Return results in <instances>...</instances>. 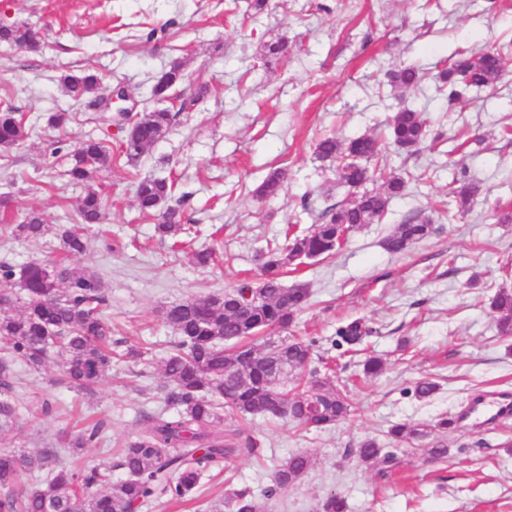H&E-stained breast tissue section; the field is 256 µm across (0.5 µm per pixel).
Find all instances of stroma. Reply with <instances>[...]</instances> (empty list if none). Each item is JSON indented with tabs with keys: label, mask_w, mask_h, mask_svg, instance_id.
<instances>
[{
	"label": "stroma",
	"mask_w": 512,
	"mask_h": 512,
	"mask_svg": "<svg viewBox=\"0 0 512 512\" xmlns=\"http://www.w3.org/2000/svg\"><path fill=\"white\" fill-rule=\"evenodd\" d=\"M1 23L40 34L35 51L0 43V109L22 113L29 128L22 143L0 149V197L10 201L11 224L33 210L52 226L75 223L83 189L65 177L70 151L101 136L116 151L123 138L103 129L96 97L121 85L137 113L153 111L155 73L174 61L183 65V110L137 167L96 173L106 218L87 226V249L72 260L101 277L103 311L116 334L154 344L159 354L174 338L163 307L259 280L256 256L268 241L283 239L290 224L308 229L326 207L347 200L333 165L314 153L319 137L382 135L404 108L429 126L417 153L387 148L384 164L412 180L382 220L352 231L331 258L304 261L282 276L285 285L301 282L310 291V306L290 335L316 339L327 357L339 324L365 318L376 330L369 349L383 358V372L364 376L359 355L344 356L331 379L352 400L346 419L308 431L288 420L248 417L259 456L234 452L202 481L194 505L159 504L151 512H207L243 487L263 496L274 490L278 466L296 453L308 454L313 466L298 483L274 491L271 512H316L330 491L346 498L348 512H512V419L483 430L434 427L472 397L512 392V337L499 335L488 304L498 287L512 289V222L500 221L512 215V0H269L257 16L249 0H0ZM164 27L170 38L147 40L148 31ZM281 37L287 52L264 63L263 44ZM491 47L505 50L501 81L449 103L438 90V71ZM400 66L417 68L421 83L393 88L387 73ZM83 68L99 85L95 96L75 101L59 79ZM56 112L69 113L66 127L48 125ZM276 168L286 173L284 190L258 197L257 186ZM463 176L480 190L470 212L452 219L448 185ZM145 177L171 178L187 194L191 246L171 249L155 220L139 211L135 184ZM414 217L430 218L436 233L404 253L387 252L385 237ZM205 248L217 258L201 268L192 254ZM59 255L58 242L0 233V263L18 268ZM62 377L53 360L38 371L16 363L10 396L29 409L15 432L0 438V449L33 454L55 446L86 415L105 420L108 433L78 464L111 466L113 479H122L118 450L144 416L165 407L159 365L113 363L91 393ZM425 377L438 390L420 400L414 386ZM43 401L52 412L33 413ZM396 423L432 432L381 477L352 450L366 437L390 445L387 432ZM436 442L448 456L431 462L426 449Z\"/></svg>",
	"instance_id": "1"
}]
</instances>
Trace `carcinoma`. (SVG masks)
Segmentation results:
<instances>
[{
    "instance_id": "obj_1",
    "label": "carcinoma",
    "mask_w": 512,
    "mask_h": 512,
    "mask_svg": "<svg viewBox=\"0 0 512 512\" xmlns=\"http://www.w3.org/2000/svg\"><path fill=\"white\" fill-rule=\"evenodd\" d=\"M0 42L19 49L38 47L35 36L26 26H0ZM504 69L501 52L487 49L475 56L448 63L440 73L441 91L448 101L460 100L471 90L490 88L500 80ZM421 76L413 67L389 72L390 84L411 89ZM185 81L183 65L174 61L155 78L151 95L167 96ZM62 90L81 100L96 92L98 78L88 69L69 70L61 75ZM172 115L166 109L147 112L138 117L126 137L134 143L121 147L117 156L104 140L89 138L71 154L68 176L76 184L86 186L78 199V223L52 227L33 212L20 224H5L9 234L22 241H39L53 233L70 254L86 250L84 225L96 224L105 213L102 192L94 186L95 173L123 163L134 167L145 151L168 133ZM390 139L397 148L418 151L428 137L426 122L420 113L404 108L392 117ZM27 137L24 118L7 109L0 111V147L10 148ZM318 159L336 167L338 179L352 189L353 197L324 210L321 223L307 233H294L282 243L269 242L260 252L263 279L256 285L245 283L224 294L185 300L163 311L164 323L175 333V340L161 358L166 384L163 387L171 413L147 417L139 435L126 443L117 466L126 477L112 480L109 470L100 467L71 466L60 460L57 448H44L35 456L0 452V487L11 492L0 497V512H126L148 508L162 500L184 503L195 499L204 476L224 467V460L245 445L253 454L257 441L243 430L231 431L237 443L225 440L223 414L241 417L262 414L288 417L304 429L325 430L349 413V399L336 388L329 377L321 375L318 364L323 359L314 351L315 341L293 338L274 339L265 335L271 330H286L310 300L306 285L298 283L286 288L278 275L297 261L306 258L325 259L336 253L350 232L364 224L380 221L391 199L403 193L405 177L370 162L382 153V144L374 136L361 135L347 142L334 136H323L315 145ZM380 179L384 190L374 191L366 185ZM284 187V173L271 171L256 189L258 196L277 194ZM478 194V187L461 181L448 189V210L465 211ZM135 201L146 214L156 216V230L181 245L185 196L176 195L175 182L151 177L137 182ZM432 225L424 221L397 225L384 239V248L392 254L405 252L411 245L427 238ZM19 286L15 294L0 292V338L8 344L7 355L0 358V388L12 390L10 379L14 362L20 360L38 369L50 356L59 359L64 380L74 387L92 391L106 372L112 359H141L148 347H136L113 336L112 323L102 314L105 301L96 273L72 265L50 261H31L17 269L0 264V284ZM22 304L17 314L10 313ZM498 332L512 336V290L498 289L489 299ZM376 330L364 319L356 318L336 331L339 340L334 347L360 346ZM241 340L248 346L243 357L225 348L228 340ZM308 377L307 385L298 392L287 388L288 376ZM18 409L9 398L0 399V436L17 426ZM106 422L98 419L69 433L64 447L74 454L102 438ZM388 434L396 440H422L429 431L406 424L392 426ZM354 454L359 462L380 475L397 464L394 448H384L373 438L358 443ZM311 458L305 453L290 456L274 474L275 488L286 489L298 482L309 470ZM47 471L44 489L16 493L12 487L22 471ZM266 512L250 489L229 492L227 501L210 505V512ZM344 497L326 494L318 512H346Z\"/></svg>"
}]
</instances>
